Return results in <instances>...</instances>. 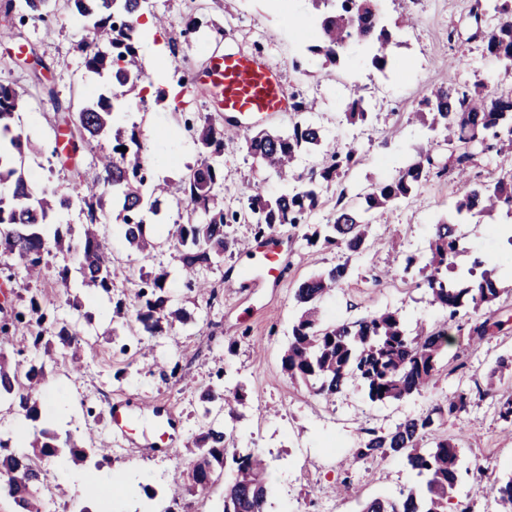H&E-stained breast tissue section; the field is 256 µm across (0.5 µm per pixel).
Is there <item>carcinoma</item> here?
Listing matches in <instances>:
<instances>
[{"label":"carcinoma","mask_w":512,"mask_h":512,"mask_svg":"<svg viewBox=\"0 0 512 512\" xmlns=\"http://www.w3.org/2000/svg\"><path fill=\"white\" fill-rule=\"evenodd\" d=\"M58 0H10V10L20 21L45 22L55 15ZM140 0H65L74 25L92 35L91 47L82 48L87 73L111 81L109 94L100 95L77 114L74 131L67 135V158L75 157L91 141L107 135L114 110L127 106L132 99H144V84H152L138 53L140 38ZM320 15L316 44L309 50L324 59V65L336 66L353 45L370 47L371 67L381 73L393 69L394 48L399 46L392 32L383 24L379 0H308ZM483 12L474 14L494 17L495 23L483 37L487 56L505 64L512 73V0H484ZM21 95L8 84H0V257L23 263L27 274L41 272L43 255L65 246L68 231L63 225L48 230L53 214L77 202L86 211L89 224L84 228L83 244L76 254L83 275V286L111 292L112 254L99 239L101 220H113L122 226L128 246L149 256L156 243L146 235L147 214L158 215L161 199L177 196L188 212L186 223L176 231V248L187 286L207 291L206 272L218 263L238 242L226 236L224 227L245 218L254 235L262 238L279 224L298 226L320 203L323 188L345 176L358 162L359 153L352 147L336 148L324 154L321 164L305 174L295 172V161L303 151L313 152L322 145V131L303 113L311 106L295 103L297 120L286 133L260 131L245 137L248 154L286 183L274 199L263 188L250 185L243 193L245 213L224 211L217 203L224 186V142L231 138L228 130L204 116L198 125L188 126L199 149V160L177 184L158 183L150 175V150L136 129L130 133L116 130L112 154L100 159L101 171L91 182L81 179L79 169L71 171L65 186H50L36 194L29 188L24 174L26 153L34 150L29 137L18 129ZM415 113L423 124L445 132L448 161L433 157L435 147L420 152V160L400 169L388 181L372 186L364 196V205L345 203V191L336 199L333 221L308 226L303 239L310 246H334L352 255L368 248L370 221L366 214L385 210L396 201L408 198L431 177L447 171L457 172L462 188L450 206L448 215L433 224L426 252L405 255L403 271L420 278L430 303L444 312L438 326L419 325L409 331L398 311L355 320L326 324L320 315L322 298L339 286L350 274L346 263L338 264L303 280L294 291L301 312L293 323L291 338L281 358L283 372L292 380L303 382L311 392L327 401L350 383L361 385L372 402L399 401L425 391L438 371L440 359L452 342L448 323L457 331L467 330L472 340H482L506 324L481 311L490 307L505 292L485 261L474 258L468 276L450 278L461 253L462 226L477 216L504 210L512 215V93L500 92L479 75L472 84L453 86L446 82L433 85ZM369 112L363 96L353 98L345 113L351 124L367 121ZM127 151L122 152L119 147ZM496 152L494 176L488 181L473 180L468 175L479 154ZM116 316L133 323L140 334L150 338L164 336L173 320L184 312L171 309L166 288V274L141 277L135 301L115 304ZM31 330L33 347L49 333L62 345L80 348L83 332L77 321L49 319L36 295L28 297L24 309L9 322L0 324V337L8 339L19 328ZM512 372V356L497 361L487 376L486 391ZM47 377L45 363L8 362L0 355V398L10 400L19 414L30 422L40 419L35 395ZM204 414L219 406L235 419L233 403L243 401L238 389L211 388L200 396ZM469 391L458 388L448 399L418 415L408 416L387 431H370L354 448L357 460L382 462L390 457L406 460L420 478L417 486L400 491L396 499L376 497L366 502L361 512H448L451 492L461 479V448L448 436H434L448 419L458 420L466 411ZM501 421L512 427V394L496 399ZM231 434L225 420L202 424L192 440L191 456L171 479L172 497L181 493H206L217 470L226 466L232 455V467L224 485L222 512H266L268 488L265 464L260 453H229ZM68 449L70 460L82 463L88 453L100 457L97 466L112 463L110 449L104 446L81 448L70 438L41 429L33 435L30 451L20 452L12 439L0 437V496L12 499L16 512H46L38 497L43 474L40 463L57 457ZM499 512H512V472L489 488Z\"/></svg>","instance_id":"1"}]
</instances>
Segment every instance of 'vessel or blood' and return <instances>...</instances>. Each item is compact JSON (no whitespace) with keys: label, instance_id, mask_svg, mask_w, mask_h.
Returning <instances> with one entry per match:
<instances>
[{"label":"vessel or blood","instance_id":"obj_1","mask_svg":"<svg viewBox=\"0 0 512 512\" xmlns=\"http://www.w3.org/2000/svg\"><path fill=\"white\" fill-rule=\"evenodd\" d=\"M211 94L216 111L233 133L275 119L290 111L292 103L280 71L262 56L241 50H225L199 76Z\"/></svg>","mask_w":512,"mask_h":512}]
</instances>
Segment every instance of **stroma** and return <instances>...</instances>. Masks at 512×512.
Instances as JSON below:
<instances>
[{"instance_id": "stroma-1", "label": "stroma", "mask_w": 512, "mask_h": 512, "mask_svg": "<svg viewBox=\"0 0 512 512\" xmlns=\"http://www.w3.org/2000/svg\"><path fill=\"white\" fill-rule=\"evenodd\" d=\"M475 0H380L388 23L397 25L396 70L383 76L373 70L370 55L350 48L345 61L325 71L320 57L307 50L293 26L294 16L313 22L308 0H153L155 14L165 16L170 30L142 26L139 51L158 59L151 74L166 90L157 99L153 90L145 102L123 108L117 128L140 131L148 138L158 179L179 180L186 166L195 165L197 148L185 129L203 115L223 122L214 111L205 86L193 78L225 49H242L267 57L282 69L292 97L313 103L309 120L321 127L325 149L345 144L357 147L361 163L322 193L310 223H327L339 192L359 205L375 182L392 177L416 158L421 146L437 142V157H445L440 132L409 123L433 78L453 85L472 82L475 75H495L503 70L482 52V33L471 11ZM200 24L197 34L182 37L187 20ZM0 25L12 28V36L0 46V83L13 86L22 96L20 125L38 141L29 154L25 176L33 188L61 182L66 171L57 156L65 127L63 107L79 111L88 101L107 93L104 81L90 77L83 66L80 44L86 34L70 21L67 10H58L51 27L20 22L0 4ZM37 55L45 64L32 73L26 63ZM180 73H173L172 61ZM54 88L49 100L43 86ZM361 91L370 106L366 123H346L343 112L354 91ZM262 182L268 195L283 189L275 174L259 166L247 154L241 140L224 144V188L219 201L228 210L244 204L240 190L249 182ZM459 185L454 175L431 178L413 196L372 215V245L352 255L322 245H307L302 229L284 225L274 236L284 263L279 279L263 275L251 254L237 250L207 273L213 299L191 291L182 276L174 245L186 212L177 198H166L157 216L148 218L147 231L160 246L150 258L129 248L115 223L99 226L102 242L113 257L111 293H90L80 286L81 274L73 255L58 251L44 258L45 274L32 282L31 291L44 295L52 317H78L88 343L74 351L52 342V361L47 362L49 395L38 422L20 418L7 402H0V432L17 437L22 432L48 429L70 436L78 446H94L108 437V409L117 400H131L132 431L112 443V463L71 467V479L62 482V466L46 461L52 473L40 494L55 512H221L223 483L206 494H187L172 501L171 471L187 461L186 444L202 419L201 393L210 387L242 385L245 393L233 422L231 450L262 451L269 491L268 512H360L364 502L382 495L398 496L412 482L405 462L390 458L380 464L353 461L352 450L366 431H384L405 417L417 415L442 402L459 388L472 390L467 412L460 421L443 424L439 432L454 436L462 450L464 473L454 492L456 501L472 512H495L492 496L477 495L474 484L493 485L512 472V429L504 427L495 399L481 395L486 376L497 359L512 355V328L469 341L456 335L438 365L435 384L423 394L402 402L373 403L357 385H348L327 402L312 395L301 382L290 380L281 368V356L298 314L294 291L309 276L348 263L350 276L320 302L323 319L334 323L397 310L408 327L422 322H442V311L429 302L415 277L403 273L396 252L420 253L427 246L432 226L445 215ZM504 212L467 225L464 252L458 259L459 275H466L473 257L490 258L506 292L495 308L500 316L512 315V245L497 232L506 223ZM70 268L69 285L61 287L54 273ZM165 270L167 288L175 306L186 317L165 336L146 338L136 329L113 322L115 302L133 301L140 274ZM78 297L80 313H73L67 297ZM173 415L174 439L168 453L154 427V406ZM101 484L102 493L88 500L84 481Z\"/></svg>"}]
</instances>
